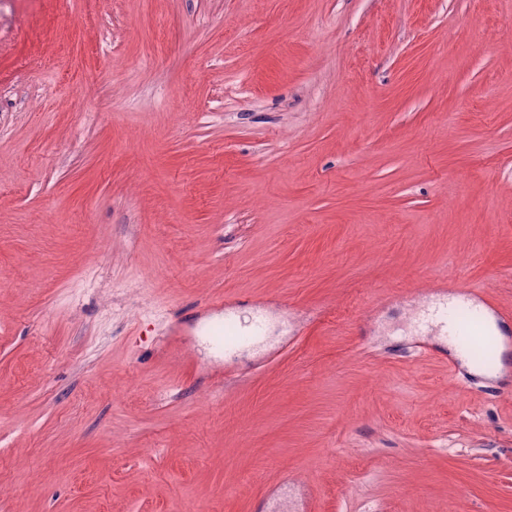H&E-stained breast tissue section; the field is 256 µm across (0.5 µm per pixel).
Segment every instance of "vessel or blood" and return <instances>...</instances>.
<instances>
[{"label":"vessel or blood","instance_id":"vessel-or-blood-1","mask_svg":"<svg viewBox=\"0 0 512 512\" xmlns=\"http://www.w3.org/2000/svg\"><path fill=\"white\" fill-rule=\"evenodd\" d=\"M450 302L432 314L444 336L454 348L471 352L473 346L486 345L490 354L479 362L477 370L483 377L500 379L503 369L499 365L498 347L505 337L512 335V316L504 314L481 290L471 285L458 284L450 292ZM263 331L261 316L251 320L237 319L232 310H225L224 319L202 325V335L223 345L225 354L231 355L245 348L256 347Z\"/></svg>","mask_w":512,"mask_h":512}]
</instances>
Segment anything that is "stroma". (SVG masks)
I'll list each match as a JSON object with an SVG mask.
<instances>
[{
  "label": "stroma",
  "instance_id": "35a3bbf8",
  "mask_svg": "<svg viewBox=\"0 0 512 512\" xmlns=\"http://www.w3.org/2000/svg\"><path fill=\"white\" fill-rule=\"evenodd\" d=\"M456 275L512 311V0H0V512H512ZM224 321L203 324L200 327L202 336L215 339L224 347L225 357L239 352L244 348L256 347L262 338L263 320L260 314L251 320L237 319L229 304H224Z\"/></svg>",
  "mask_w": 512,
  "mask_h": 512
}]
</instances>
